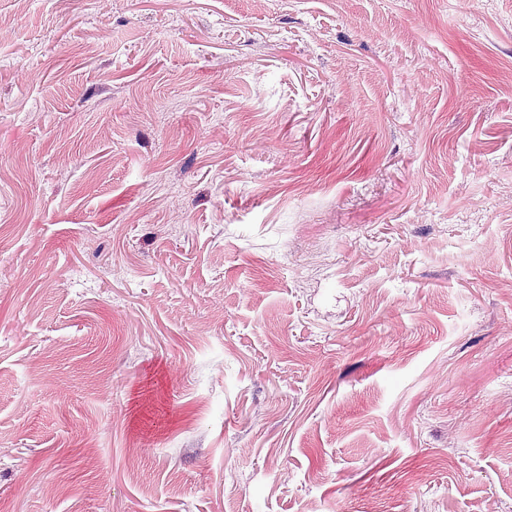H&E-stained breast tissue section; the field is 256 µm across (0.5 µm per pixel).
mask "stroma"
<instances>
[{"mask_svg": "<svg viewBox=\"0 0 512 512\" xmlns=\"http://www.w3.org/2000/svg\"><path fill=\"white\" fill-rule=\"evenodd\" d=\"M512 512V0H0V512Z\"/></svg>", "mask_w": 512, "mask_h": 512, "instance_id": "35a3bbf8", "label": "stroma"}]
</instances>
